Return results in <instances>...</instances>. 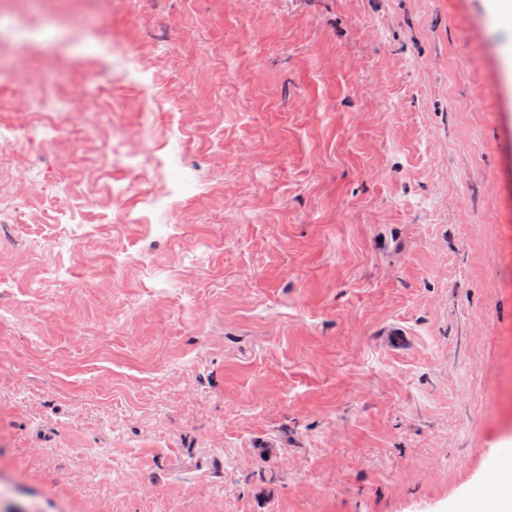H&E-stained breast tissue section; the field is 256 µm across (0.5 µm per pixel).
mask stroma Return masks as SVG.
<instances>
[{
    "instance_id": "1",
    "label": "stroma",
    "mask_w": 512,
    "mask_h": 512,
    "mask_svg": "<svg viewBox=\"0 0 512 512\" xmlns=\"http://www.w3.org/2000/svg\"><path fill=\"white\" fill-rule=\"evenodd\" d=\"M19 16L41 36L0 46V502L480 512L512 463L489 0Z\"/></svg>"
}]
</instances>
